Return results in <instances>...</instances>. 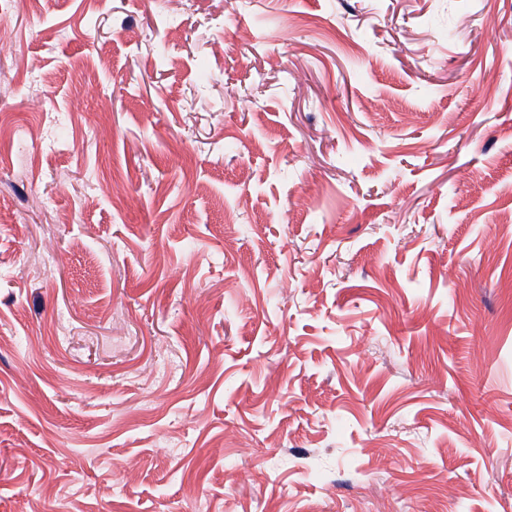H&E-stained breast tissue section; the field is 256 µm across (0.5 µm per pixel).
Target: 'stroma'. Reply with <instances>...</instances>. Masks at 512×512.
<instances>
[{"label": "stroma", "mask_w": 512, "mask_h": 512, "mask_svg": "<svg viewBox=\"0 0 512 512\" xmlns=\"http://www.w3.org/2000/svg\"><path fill=\"white\" fill-rule=\"evenodd\" d=\"M0 37V512H512V0Z\"/></svg>", "instance_id": "obj_1"}]
</instances>
